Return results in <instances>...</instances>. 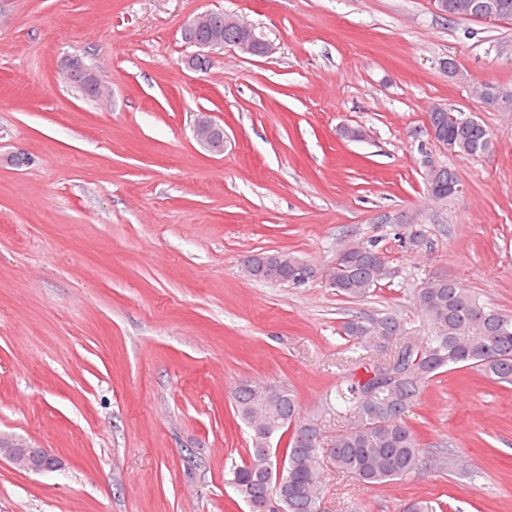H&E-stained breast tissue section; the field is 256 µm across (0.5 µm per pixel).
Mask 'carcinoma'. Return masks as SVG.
Returning <instances> with one entry per match:
<instances>
[{"mask_svg":"<svg viewBox=\"0 0 512 512\" xmlns=\"http://www.w3.org/2000/svg\"><path fill=\"white\" fill-rule=\"evenodd\" d=\"M435 8L450 20H512V0H434ZM224 28V41L242 33L223 27L222 18L199 29ZM478 99L498 112H512V86L483 82L476 85ZM427 136L452 155L485 156L494 147L490 130L467 112L449 117L448 109L435 106L428 113ZM425 189L441 201L455 196L459 184L455 171L436 160L422 168ZM398 238L409 249L423 244L419 224H402ZM344 261L329 273V284L341 295L362 299L389 277L378 259L375 245L343 249ZM303 261L286 253H256L246 257L245 271L260 281L299 284ZM417 304L428 324V334L410 335L395 314L377 318L354 316L343 324L351 341L365 346L396 341L385 361L363 367L365 375L350 373L335 390L325 394L323 409L353 422L335 436L314 418L300 419L294 396L272 384L242 383L233 392L238 416L251 431L248 460L229 467L230 484L251 512L271 494H277L283 512H316L323 490L320 462L330 461L336 471L357 475L368 488L414 478L428 470H466L465 461L450 448L431 451L422 447L407 424L405 414L419 399L427 380L444 371L472 369L499 382L512 384V316L483 304L452 279L427 282L417 293ZM288 437L283 448L284 474L277 477V449L273 442Z\"/></svg>","mask_w":512,"mask_h":512,"instance_id":"carcinoma-1","label":"carcinoma"}]
</instances>
